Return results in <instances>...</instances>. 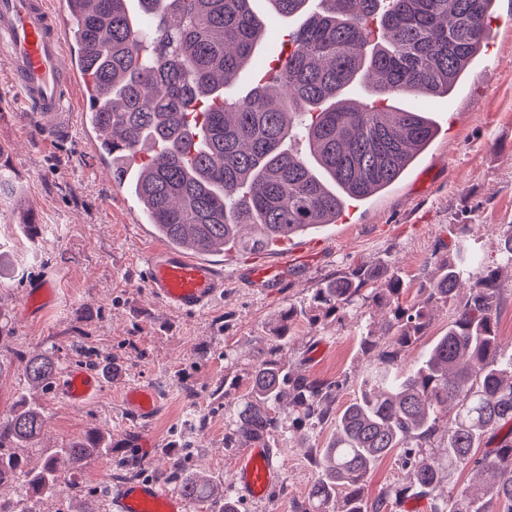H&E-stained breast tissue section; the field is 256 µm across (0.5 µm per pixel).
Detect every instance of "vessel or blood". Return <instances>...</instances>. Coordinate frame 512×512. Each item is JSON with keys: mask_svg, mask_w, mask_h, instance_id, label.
Here are the masks:
<instances>
[{"mask_svg": "<svg viewBox=\"0 0 512 512\" xmlns=\"http://www.w3.org/2000/svg\"><path fill=\"white\" fill-rule=\"evenodd\" d=\"M0 60L4 61L20 94L22 121L33 122L50 140L62 139L68 129L71 96L77 88L61 24L50 0H0ZM143 276L150 294L165 308L196 314L224 292V275L207 261L177 249L161 246L143 257ZM288 274L287 263L253 265L246 277L259 288L280 287ZM100 378L92 371L69 372L63 390L68 398L83 402L100 391ZM126 408L148 420L155 412L152 392L133 388L124 397ZM282 472L264 443L245 448L236 465L233 482L251 496L264 495ZM110 512H189L187 498L154 481H131L110 491Z\"/></svg>", "mask_w": 512, "mask_h": 512, "instance_id": "obj_1", "label": "vessel or blood"}]
</instances>
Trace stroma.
Wrapping results in <instances>:
<instances>
[{"label":"stroma","mask_w":512,"mask_h":512,"mask_svg":"<svg viewBox=\"0 0 512 512\" xmlns=\"http://www.w3.org/2000/svg\"><path fill=\"white\" fill-rule=\"evenodd\" d=\"M253 7L268 17L266 34L250 68L230 88L236 96L266 75L300 24L269 14L266 0H253ZM393 104L427 112L438 128L402 181L350 202L336 223L304 236L257 253L212 254L224 271L222 297L204 313L179 315L144 286L140 257L159 239L136 199L106 172L85 98L71 106L72 136L46 140L19 120L20 98L0 63V164L13 183L0 198V313L10 328L0 337V417L28 387L18 354L49 351L60 374L91 366L101 379L100 393L83 403L68 401L57 382L37 390L44 427L17 454L31 456L95 430L134 433L138 446L89 458L74 474L90 512H106L108 489L134 480L178 491L169 469L180 454L187 468L223 480L240 512H293L317 475L306 450L326 446L333 423L275 441L273 462L282 478L255 498L231 481L241 451L224 445L229 416L247 393L252 364L266 355L273 319L288 306H308L322 282L365 263L391 266L414 284L460 248L499 265L503 241L512 235V0H496L486 50L452 96ZM287 255L298 265L280 287L255 288L239 275L245 262L273 265ZM44 280L53 285L51 301L27 309L29 290ZM455 309L452 302L434 308L423 335L402 353L399 371L447 330ZM381 319L372 308L314 324L296 317L287 359L314 377L342 381L336 404L345 406L377 364L376 354L361 351L359 338ZM228 380L233 389H225ZM143 385L154 387L161 401L149 422L132 419L122 403L124 389Z\"/></svg>","instance_id":"obj_1"}]
</instances>
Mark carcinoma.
Returning a JSON list of instances; mask_svg holds the SVG:
<instances>
[{
	"label": "carcinoma",
	"instance_id": "cac0c4a2",
	"mask_svg": "<svg viewBox=\"0 0 512 512\" xmlns=\"http://www.w3.org/2000/svg\"><path fill=\"white\" fill-rule=\"evenodd\" d=\"M70 8L76 61L87 85L89 121L112 178L130 191L154 232L199 255L232 248L264 250L334 224L348 202L397 182L438 128L416 108L385 101L453 92L486 46L495 0H268L277 16L301 17L288 56L269 83L244 96L229 81L254 58L265 22L252 0H77ZM154 22L147 37L143 18ZM355 82L375 100L356 109L344 98ZM305 146L293 152L288 142ZM462 256L440 261L412 299L390 267L362 265L314 293L309 321L375 306L386 310L364 349L386 344L378 366L340 413L324 448H309L318 475L296 512H394L416 499L430 512H488L491 495L512 512V346L498 333L503 299L499 269L479 265L463 305L423 360L403 375L391 369L427 328L433 308L461 293ZM295 308L279 314L267 356L230 417L224 445L239 448L282 435L283 411L302 428L329 414L340 389L287 363ZM24 374L46 387L57 376L49 354H19ZM44 423L40 405L20 395L0 420V487L20 483L27 498L74 489L70 475L93 455H108V436L92 432L27 461L4 451L29 443ZM397 453L406 481L368 500L375 463ZM460 465L484 485L441 496ZM171 474L189 500L220 494L212 477Z\"/></svg>",
	"mask_w": 512,
	"mask_h": 512
}]
</instances>
